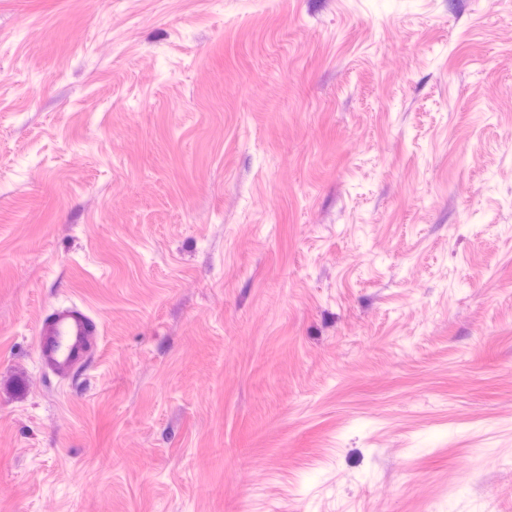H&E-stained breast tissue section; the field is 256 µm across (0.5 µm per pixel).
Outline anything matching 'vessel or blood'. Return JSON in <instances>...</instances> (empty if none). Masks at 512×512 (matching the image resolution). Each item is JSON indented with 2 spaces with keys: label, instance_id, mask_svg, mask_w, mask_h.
Wrapping results in <instances>:
<instances>
[{
  "label": "vessel or blood",
  "instance_id": "b4317fda",
  "mask_svg": "<svg viewBox=\"0 0 512 512\" xmlns=\"http://www.w3.org/2000/svg\"><path fill=\"white\" fill-rule=\"evenodd\" d=\"M96 334L95 323L87 310L76 306L56 308L35 330L41 365L55 376H67L87 360Z\"/></svg>",
  "mask_w": 512,
  "mask_h": 512
}]
</instances>
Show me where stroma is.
I'll return each instance as SVG.
<instances>
[{"instance_id": "stroma-1", "label": "stroma", "mask_w": 512, "mask_h": 512, "mask_svg": "<svg viewBox=\"0 0 512 512\" xmlns=\"http://www.w3.org/2000/svg\"><path fill=\"white\" fill-rule=\"evenodd\" d=\"M0 512H512V0H0ZM77 306L58 307L35 330L39 361L57 377L84 363L97 329L92 317Z\"/></svg>"}]
</instances>
